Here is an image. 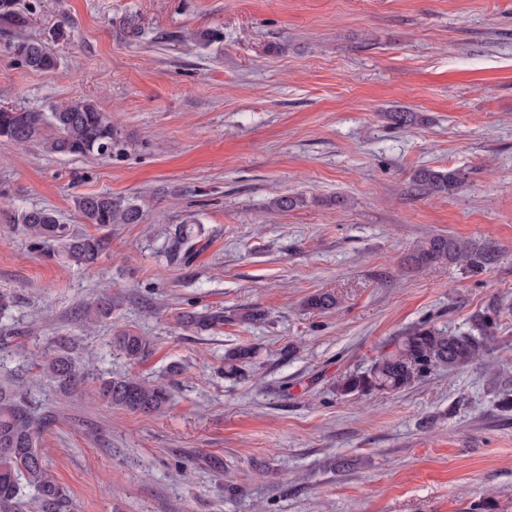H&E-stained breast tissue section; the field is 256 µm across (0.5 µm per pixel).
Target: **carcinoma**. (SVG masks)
<instances>
[{
    "label": "carcinoma",
    "mask_w": 512,
    "mask_h": 512,
    "mask_svg": "<svg viewBox=\"0 0 512 512\" xmlns=\"http://www.w3.org/2000/svg\"><path fill=\"white\" fill-rule=\"evenodd\" d=\"M0 23L18 27L23 24L14 9V0H0ZM8 52L35 71H49L57 66L56 58L33 40L13 41L8 45ZM38 139L49 152L60 156L110 158L120 153L122 147L112 122L90 99L73 100L48 113L0 106V140L25 144ZM464 182L465 174L459 170L430 168L418 170L413 179L417 190L427 195L453 193ZM304 203L300 195H281L272 201V206L278 212H288ZM76 206L102 235L69 233L56 212L48 208L23 210L15 215V220L31 237L60 244L66 259L77 266H90L98 260L108 246L112 225L139 224L143 220V209L135 200L109 193L82 195L76 199ZM193 246L188 225L181 224L171 237L167 258L180 262ZM413 260L419 267L455 262L478 269L491 264L493 256L488 251L472 249L458 239L437 235L417 249ZM336 305L334 294L320 291L309 295L303 303L305 309L313 312L330 311ZM186 324L221 326L224 312L213 311L199 318L190 316ZM496 329L497 322L488 313L474 320V332L468 334L448 332L422 322L400 337L395 349L374 359L367 369L338 380L336 394L371 398L378 393H396L441 371L478 363L489 355ZM115 345L133 362L142 360L149 351L146 338L131 332L115 337ZM255 354V348L250 345L233 349L225 357V373L231 377L242 375ZM41 370L72 391L84 384V375L64 352L42 364ZM97 394L113 406L144 414L160 413L172 400L169 385L137 376L103 379ZM56 420L55 413L37 409L28 393L0 386V512H23L19 496L22 480L36 491L43 512H65L69 495L48 474L38 448L42 434Z\"/></svg>",
    "instance_id": "carcinoma-1"
}]
</instances>
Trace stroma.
I'll return each instance as SVG.
<instances>
[{"label":"stroma","instance_id":"1","mask_svg":"<svg viewBox=\"0 0 512 512\" xmlns=\"http://www.w3.org/2000/svg\"><path fill=\"white\" fill-rule=\"evenodd\" d=\"M20 33L56 57L7 53L0 105L93 100L121 156L0 141V381L56 412L40 449L69 512H512V0H16ZM139 29L129 36V26ZM416 113L390 127L386 112ZM463 170L450 195L413 185ZM136 200L89 268L49 255L12 213L46 207L92 232L76 197ZM307 203L270 210L280 194ZM196 241L166 258L169 231ZM435 235L494 253L484 270L411 264ZM330 313L304 310L316 291ZM258 309L264 320L240 314ZM220 310L214 329L187 315ZM497 311L494 370L440 372L369 400L334 383L427 321L468 333ZM147 336L133 363L113 344ZM72 341L65 390L38 366ZM258 353L244 378L224 355ZM179 375H171L172 366ZM168 382L165 414L97 399L98 378ZM221 468H214V461ZM8 52L35 71H49L57 66L56 58L39 42L19 38L10 42ZM255 354V348L250 345H242L233 349L224 358L225 373L231 377L241 376L244 367L252 362Z\"/></svg>","mask_w":512,"mask_h":512}]
</instances>
